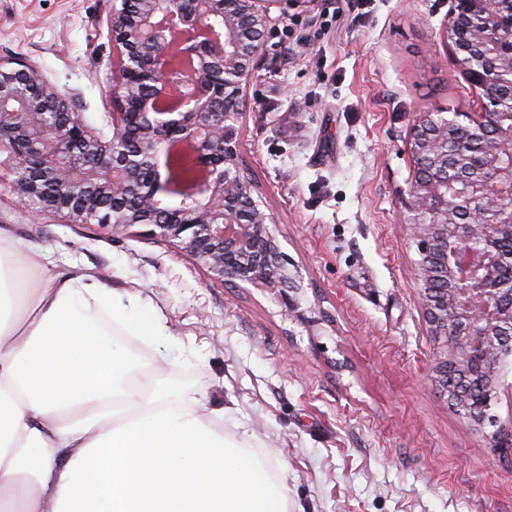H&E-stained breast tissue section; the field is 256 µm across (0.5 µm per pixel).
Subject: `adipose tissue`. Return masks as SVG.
I'll list each match as a JSON object with an SVG mask.
<instances>
[{"label":"adipose tissue","instance_id":"ef3b65f1","mask_svg":"<svg viewBox=\"0 0 512 512\" xmlns=\"http://www.w3.org/2000/svg\"><path fill=\"white\" fill-rule=\"evenodd\" d=\"M18 252L0 248V512H288L266 455L89 314L148 337L164 333L157 318L78 279L14 275Z\"/></svg>","mask_w":512,"mask_h":512}]
</instances>
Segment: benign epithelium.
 Returning <instances> with one entry per match:
<instances>
[{
  "instance_id": "7a95c632",
  "label": "benign epithelium",
  "mask_w": 512,
  "mask_h": 512,
  "mask_svg": "<svg viewBox=\"0 0 512 512\" xmlns=\"http://www.w3.org/2000/svg\"><path fill=\"white\" fill-rule=\"evenodd\" d=\"M299 2L120 0L107 19L117 111L93 121L37 66L0 59V147L19 204L114 235L147 225L210 280L289 291L294 311L304 281L241 173L237 134L271 11ZM440 36L483 104L415 114L406 226L430 381L481 433L512 359V0H452Z\"/></svg>"
}]
</instances>
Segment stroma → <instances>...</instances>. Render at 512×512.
I'll return each mask as SVG.
<instances>
[{"label": "stroma", "mask_w": 512, "mask_h": 512, "mask_svg": "<svg viewBox=\"0 0 512 512\" xmlns=\"http://www.w3.org/2000/svg\"><path fill=\"white\" fill-rule=\"evenodd\" d=\"M113 0H0V57L37 65L76 111H112ZM451 0H299L276 15L243 87L242 169L305 288L209 280L139 225L24 212L0 148V233L15 267L136 297L165 336L119 338L178 391H200L225 436H250L288 512H512V362L493 424L469 429L429 380L432 344L402 222L416 110L479 111L439 33Z\"/></svg>", "instance_id": "obj_1"}]
</instances>
